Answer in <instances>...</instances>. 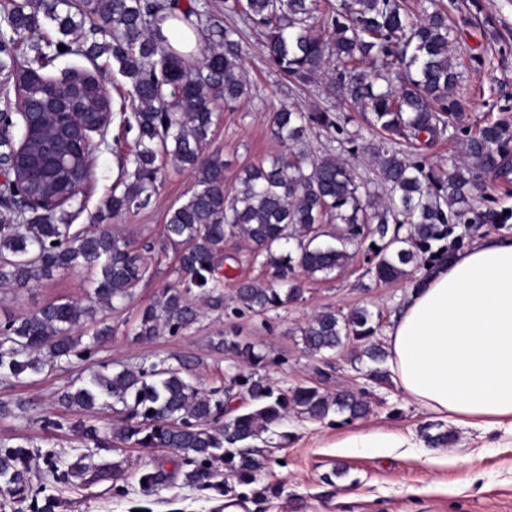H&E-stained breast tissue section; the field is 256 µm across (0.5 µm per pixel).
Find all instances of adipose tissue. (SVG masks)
Returning a JSON list of instances; mask_svg holds the SVG:
<instances>
[{
	"instance_id": "obj_1",
	"label": "adipose tissue",
	"mask_w": 512,
	"mask_h": 512,
	"mask_svg": "<svg viewBox=\"0 0 512 512\" xmlns=\"http://www.w3.org/2000/svg\"><path fill=\"white\" fill-rule=\"evenodd\" d=\"M394 379L426 409L512 432V236L477 241L410 289L386 339Z\"/></svg>"
}]
</instances>
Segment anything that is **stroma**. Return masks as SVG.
<instances>
[{
  "label": "stroma",
  "instance_id": "obj_1",
  "mask_svg": "<svg viewBox=\"0 0 512 512\" xmlns=\"http://www.w3.org/2000/svg\"><path fill=\"white\" fill-rule=\"evenodd\" d=\"M453 24L468 56L463 60V83L471 94L464 107L469 123L479 124L498 117L499 107H512V0H455ZM210 16L238 30L242 71L252 94L233 107L214 112L211 150L220 152L227 179L250 164H258L282 152L271 135L269 113L284 105L303 109L318 106L334 113L351 131L365 130L366 122L349 100L327 96L323 81L299 87L268 63L263 38L245 19L224 14V0H206ZM93 173L84 194L90 224L112 189L116 170L105 148L93 154ZM162 176L150 204L119 215L106 223L138 242L160 243L171 206L183 202L194 185L192 175L169 159L159 158ZM92 278L84 268L55 273L53 278L28 288H0V319L23 317L40 306L59 299L85 302ZM173 255L156 254L154 275L142 282L132 302L116 312H106L112 339L97 355L98 361L118 369L146 359L189 358L195 366L192 378L209 388L240 359L213 348L219 336L235 330L244 341L267 353L266 369L272 381L283 387L322 384L330 392L365 393L371 411L365 418L343 426H332L300 416H289L267 434L264 455L268 462L257 475L258 486L278 484L279 497L263 504L247 502L243 512H512V436L499 430H477L454 426L456 441L449 447L428 445L422 431L426 426L445 430L444 422L421 405L404 398L396 382L376 385L368 380L366 367L355 362L353 346L327 358L307 356L299 342V327L325 308L342 312L357 306L381 314L390 326L408 291L407 281H376L366 272L363 256H356L339 276L329 280L304 278L301 297L288 307L264 316L235 317L205 311L193 327L178 337L161 336L144 343L134 341L130 329L140 310L156 299L161 290L177 285ZM329 371L322 379L321 371ZM80 367L57 368L40 375H24L11 386H0V400H25L24 415L0 418V438L30 440L50 445L65 456L84 449L82 440L64 430L52 440L30 426L28 415L54 407L56 393L77 377ZM293 433L281 443L280 433ZM370 434L387 440L384 448H353L350 440ZM402 440L399 448L391 440ZM168 452L159 448L122 447L108 453V460L121 462L128 494H112V482L97 479L79 488L53 481L40 458H33L32 484L66 499L64 512H224V497L213 490L188 485L182 472H173L169 482L150 495H143L137 473L148 462H164ZM344 475H336L337 467Z\"/></svg>",
  "mask_w": 512,
  "mask_h": 512
}]
</instances>
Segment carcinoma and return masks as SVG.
Instances as JSON below:
<instances>
[{"mask_svg": "<svg viewBox=\"0 0 512 512\" xmlns=\"http://www.w3.org/2000/svg\"><path fill=\"white\" fill-rule=\"evenodd\" d=\"M450 0H420L410 11L403 0H224V13L241 14L263 31L268 62L294 81L305 83L325 74L328 94L339 93L363 112L369 136L350 133L333 114L284 106L270 113V133L287 147L271 161L241 170L226 186L224 159L208 151L213 112L222 101L232 104L249 95L241 72L236 31L212 20L198 0H12L0 15V127H19L21 150L0 140V157L9 173L0 182V207L16 223L0 226V287L25 288L59 270L94 271L87 303L57 300L18 319L0 320V383L45 369L96 363L113 328L97 318L133 299L137 286L153 276L154 247L138 244L114 231L75 225L85 202L66 191L75 178L72 165H60L40 178L18 177L20 156L31 157L57 133L72 128L81 141L92 131L84 118L99 117L96 134L107 143L110 125L119 134L134 133L128 152H114L117 182L93 217L103 222L146 207L156 193L165 156L191 170L194 188L169 210L163 250H172L178 285L139 313L133 336L151 342L167 334L181 336L199 319L196 298L211 311L230 310L235 317L263 316L296 301L302 293L297 273L324 280L341 274L365 248L367 273L390 283L411 275L420 265L449 261L472 243L484 224L512 229V207L490 206L487 186H512V109L477 129L465 123L459 62L449 47L456 42L448 24ZM51 23L54 34L29 42L26 31ZM177 18L204 29L208 44L195 58L174 50L160 23ZM90 25L91 36L81 30ZM63 45L66 50H58ZM88 59L95 69L113 64L129 89L110 92L91 72H70L58 82L45 75L62 58ZM103 63H98L99 59ZM58 84L59 95L44 87ZM15 97H10V93ZM81 113L75 122L60 116L49 127L18 125L21 104L57 112L61 103ZM315 128L333 131L339 147L371 156L376 177L388 187L374 200L369 184L332 153L309 149ZM448 139L463 152L450 167L426 165L424 151ZM242 236L255 245L250 260L270 279L238 283L230 302L224 297V239ZM97 324L83 341L87 323ZM302 350L323 358L352 343L355 360L370 363L366 376L377 385L389 380L387 352L380 324L366 307L348 313L322 310L299 328ZM215 349L246 358L224 374V384L198 387L187 375L191 361L174 367L167 360L109 370L101 363L56 394L64 410L90 411L108 406L120 425L106 433L84 420L71 422L57 413L29 423L49 438L64 428L93 444L91 453L64 457L54 450H33L27 443L0 439V492L31 500L30 512H57L56 494L33 490L32 456L42 458L54 481L75 486L112 474L116 497L128 494L118 484L121 462L94 460L109 451L112 440L139 448H167L176 470L203 489L224 488L235 500L256 497L239 492L255 482L263 439L289 414L350 424L369 414L364 394L331 393L318 385L282 388L260 369L266 356L254 346L222 337ZM249 397L245 411L232 402ZM168 474L158 464L138 472L144 490L161 486Z\"/></svg>", "mask_w": 512, "mask_h": 512, "instance_id": "cac0c4a2", "label": "carcinoma"}]
</instances>
